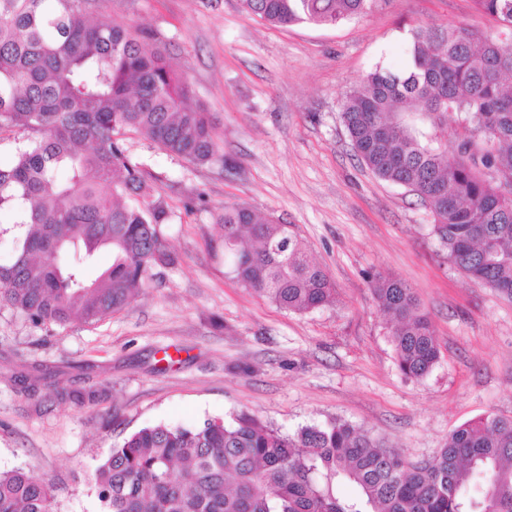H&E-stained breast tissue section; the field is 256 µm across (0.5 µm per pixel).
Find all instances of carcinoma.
Here are the masks:
<instances>
[{
	"instance_id": "1",
	"label": "carcinoma",
	"mask_w": 512,
	"mask_h": 512,
	"mask_svg": "<svg viewBox=\"0 0 512 512\" xmlns=\"http://www.w3.org/2000/svg\"><path fill=\"white\" fill-rule=\"evenodd\" d=\"M0 0V212L13 214L17 255L0 265V306L31 325L95 324L127 308L155 267L179 257L163 225L174 212L130 155L142 137L195 165L224 161L213 115L188 104L191 87L158 34L93 20L96 0ZM375 0H241L274 26L333 27ZM496 24L481 39L466 25L411 32V63L379 67L342 96L353 149L382 180L409 189L432 232L467 276L512 300V0H473ZM466 134L448 146V114ZM224 265L245 288L304 313L330 304L328 272L287 224L226 204ZM101 249L112 264L84 271ZM391 315L396 361L421 379L440 349L412 289L371 276ZM58 402L97 393L55 389ZM100 512H512V418L459 426L431 459L410 463L334 419L282 433L246 412L201 426L143 428L97 464ZM349 483L352 496L340 493ZM53 485L23 469L0 472V512H54Z\"/></svg>"
}]
</instances>
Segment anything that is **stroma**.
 <instances>
[{
    "mask_svg": "<svg viewBox=\"0 0 512 512\" xmlns=\"http://www.w3.org/2000/svg\"><path fill=\"white\" fill-rule=\"evenodd\" d=\"M95 14L163 34L224 160L194 165L130 138L176 215L163 230L178 264L93 325L35 327L0 310L1 471L48 476L56 512H98L97 461L144 427L244 411L291 433L338 418L418 462L466 422L512 417V302L449 261L429 212L358 161L340 118L346 89L408 67L412 29L493 33L473 0H377L333 27L273 26L240 0H97ZM228 203L291 225L335 302L300 314L243 288L224 265ZM377 273L412 288L431 320L440 358L422 379L397 366ZM53 385L108 394L54 405Z\"/></svg>",
    "mask_w": 512,
    "mask_h": 512,
    "instance_id": "stroma-1",
    "label": "stroma"
}]
</instances>
